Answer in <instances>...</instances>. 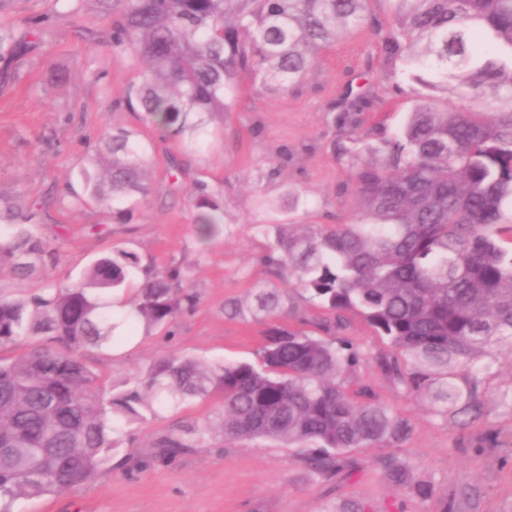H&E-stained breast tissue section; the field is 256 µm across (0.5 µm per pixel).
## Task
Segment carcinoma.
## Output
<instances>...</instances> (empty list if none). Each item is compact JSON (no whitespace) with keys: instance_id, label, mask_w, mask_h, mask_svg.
I'll use <instances>...</instances> for the list:
<instances>
[{"instance_id":"1","label":"carcinoma","mask_w":512,"mask_h":512,"mask_svg":"<svg viewBox=\"0 0 512 512\" xmlns=\"http://www.w3.org/2000/svg\"><path fill=\"white\" fill-rule=\"evenodd\" d=\"M75 13L85 2L106 22L112 51L141 62L140 81L124 100L138 101L159 140L181 138L169 158L178 177L215 135L212 123L235 102L238 80L270 93L294 89L319 52L366 28L387 75L416 84L411 112L396 132L362 136L367 158H351L341 190L357 201L343 224H258L269 238L262 263L271 276L303 290L328 312L301 315L265 336L260 362L169 356L117 389L85 361L89 347L117 348L192 312L198 295L190 266L162 270L126 249L95 259L77 282L51 277L57 256L41 231L55 223L50 192L23 207L0 202V269L18 285L34 275L35 292H0V346L37 336L39 348L0 360V512L20 497L57 494L112 470L125 427L167 408L221 395L202 426L166 435L175 455L207 434L226 442L284 441L309 448L311 472L338 474L351 449L401 448L409 419L383 404L358 369L425 401L433 414L465 430L484 421L486 385L497 350H512V0H390L391 19L368 0H54ZM29 33L0 23V82L33 51ZM460 100L439 107L433 93ZM373 102L347 84L340 120ZM139 133L114 126L86 156L71 204L94 202L114 224L130 222L147 199L148 149ZM200 235L221 221L216 191L195 182ZM120 299L122 310H112ZM286 291L255 284L252 297L224 301L228 318L274 317ZM356 315L387 345L369 354L347 336ZM389 479L408 493L433 496L399 458L382 459Z\"/></svg>"}]
</instances>
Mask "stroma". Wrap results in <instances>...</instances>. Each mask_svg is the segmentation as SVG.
<instances>
[{
    "label": "stroma",
    "mask_w": 512,
    "mask_h": 512,
    "mask_svg": "<svg viewBox=\"0 0 512 512\" xmlns=\"http://www.w3.org/2000/svg\"><path fill=\"white\" fill-rule=\"evenodd\" d=\"M8 15L39 47L16 65L17 77L0 87V196L31 202L49 190H64L111 125L140 131L154 140L149 117L113 110L114 99L138 81L139 66L113 53L106 24L91 8L76 14L52 0H13ZM378 49L368 30L352 32L324 49L303 84L270 94L243 81L237 103L225 113L216 138L193 158L188 175L172 182L166 154L176 140L156 142L150 153L151 192L130 223H112L95 204H56L55 225L43 226L58 256L54 276L78 280L98 256L124 248L156 268L183 259L192 266L196 309L167 329L138 336L119 350H89L86 362L106 383L117 384L154 361L177 354L202 362H254L269 326L265 319H229L225 299L249 297L256 283L269 282L261 262L266 238L259 224H341L350 220L352 195L341 193L348 161L361 149L350 127L333 125L331 102L351 75L372 88L375 99L359 115L361 129L392 133L412 105V84L404 94L391 90L380 68H367ZM288 146L287 164L276 153ZM219 189L224 223L208 242L198 236L199 210L193 184ZM293 189L309 210L267 208L266 200ZM496 375L486 393L487 425L467 433L432 414L400 387L380 378L370 364L359 377L374 383L386 405L410 419L413 435L396 454L418 480L434 486L422 501L403 494L386 478L382 448L353 449L351 475L323 480L303 462L304 451L277 441L227 443L204 437L173 457L158 440L188 426L202 425L219 408L217 398L198 401L135 423L109 475L39 498H21L14 512H325L345 506L353 512H512V414L498 404L512 388V350L501 349ZM498 434V447L482 448L485 427Z\"/></svg>",
    "instance_id": "1"
}]
</instances>
